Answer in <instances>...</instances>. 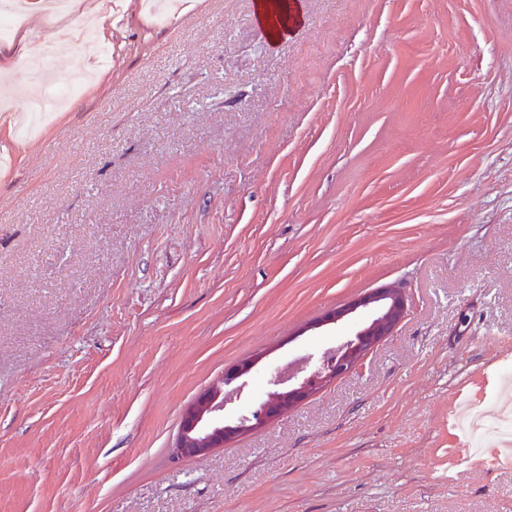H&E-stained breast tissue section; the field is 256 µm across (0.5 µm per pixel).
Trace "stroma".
I'll use <instances>...</instances> for the list:
<instances>
[{"label":"stroma","instance_id":"1","mask_svg":"<svg viewBox=\"0 0 512 512\" xmlns=\"http://www.w3.org/2000/svg\"><path fill=\"white\" fill-rule=\"evenodd\" d=\"M255 0L130 21L0 167V512H512V0ZM15 65L9 108L37 71ZM408 314L353 376L174 462L182 413L376 288ZM287 0H255V12L270 42L276 43L290 31Z\"/></svg>","mask_w":512,"mask_h":512}]
</instances>
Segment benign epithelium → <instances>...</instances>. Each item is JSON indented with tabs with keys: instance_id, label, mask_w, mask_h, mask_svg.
I'll use <instances>...</instances> for the list:
<instances>
[{
	"instance_id": "7a95c632",
	"label": "benign epithelium",
	"mask_w": 512,
	"mask_h": 512,
	"mask_svg": "<svg viewBox=\"0 0 512 512\" xmlns=\"http://www.w3.org/2000/svg\"><path fill=\"white\" fill-rule=\"evenodd\" d=\"M407 299L399 287L377 288L354 302L336 309L310 326L318 329L352 320L362 312L369 313L365 322L350 337L313 364L309 369L296 364L288 375V387L268 394L258 403L259 419L224 423V382L201 392L185 409L173 459L180 461L205 456L238 435L262 427L306 401L333 381L356 372L365 357L381 342L394 334L406 317Z\"/></svg>"
}]
</instances>
